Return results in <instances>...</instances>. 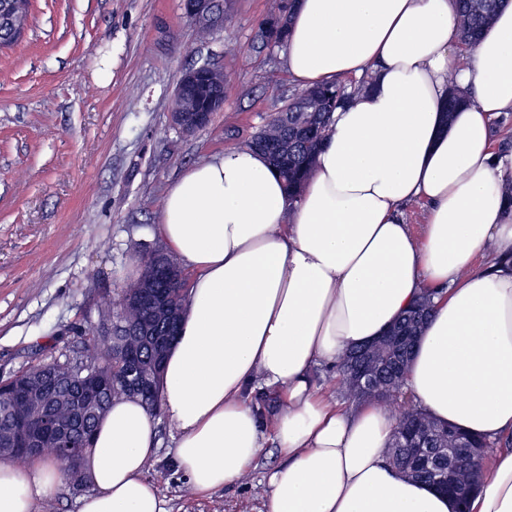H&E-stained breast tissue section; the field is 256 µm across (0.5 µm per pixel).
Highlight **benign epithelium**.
Segmentation results:
<instances>
[{"label": "benign epithelium", "instance_id": "1", "mask_svg": "<svg viewBox=\"0 0 512 512\" xmlns=\"http://www.w3.org/2000/svg\"><path fill=\"white\" fill-rule=\"evenodd\" d=\"M182 10L187 19L196 25L215 26L224 21V12L219 10L217 0H182ZM222 84L224 73L217 67L208 66L205 70L195 68L182 75V83L193 85L208 77ZM172 125L184 134H194L209 123L205 111H192V104L170 113ZM175 266L162 258L161 253L153 255V262L141 287L149 289V299L155 314L166 327L164 339L151 335L147 325L126 327L127 333L136 337L139 349L128 355L127 380L132 392L150 395L156 387L160 365L167 346L171 345L176 333V316L168 310V295L164 288L173 276ZM418 342L416 323H398L384 331L368 345L360 347L351 359V378L354 386L362 394L383 389L380 381L386 379L393 385L403 378L400 357H407ZM148 348L151 361L144 363L139 350ZM57 383L67 386L65 394L59 388L45 383L44 376L26 378L20 384H0V405L9 407L13 416L11 428L0 434V459H6L16 451L34 452L50 441L66 451L77 438L89 444L90 433L81 428V419L98 414L111 390L109 375L96 368L83 369L76 379L70 373L57 368L53 372ZM399 445L405 448L416 472L431 478L435 487L448 490L452 471L466 468L474 458L459 454L445 467L443 459L448 456V448H465L468 440L463 435L452 438L438 434L434 439L419 436L410 428L397 432Z\"/></svg>", "mask_w": 512, "mask_h": 512}]
</instances>
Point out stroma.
Segmentation results:
<instances>
[{"instance_id":"obj_1","label":"stroma","mask_w":512,"mask_h":512,"mask_svg":"<svg viewBox=\"0 0 512 512\" xmlns=\"http://www.w3.org/2000/svg\"><path fill=\"white\" fill-rule=\"evenodd\" d=\"M272 6L224 0L223 26L203 40L181 0H32L28 30L0 52V380L75 358L99 306L159 244L168 186L246 147L298 93L279 47L257 37ZM197 61L226 75L224 107L186 135L171 104ZM159 438L148 475L169 512H259L263 476L281 462L274 444L241 485L195 498L174 473L167 422Z\"/></svg>"}]
</instances>
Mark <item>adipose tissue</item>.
I'll use <instances>...</instances> for the list:
<instances>
[{"instance_id": "ef3b65f1", "label": "adipose tissue", "mask_w": 512, "mask_h": 512, "mask_svg": "<svg viewBox=\"0 0 512 512\" xmlns=\"http://www.w3.org/2000/svg\"><path fill=\"white\" fill-rule=\"evenodd\" d=\"M455 0H298L283 57L300 87L370 75L336 109L298 200L260 153L232 150L172 183L158 232L189 272L164 363L162 413L122 397L84 455L78 512H167L148 468L157 425L192 494L239 485L273 434L282 462L261 512H456L387 461L396 421L350 412L311 378L373 341L426 289L434 309L406 388L434 419L512 433V153L489 132L512 112V4L461 54ZM465 101L446 116L449 85ZM425 207L421 232L402 208ZM494 260L476 267L478 254ZM277 397L267 417L255 390ZM59 464L0 461V512H34ZM468 512H512V451L483 469Z\"/></svg>"}]
</instances>
